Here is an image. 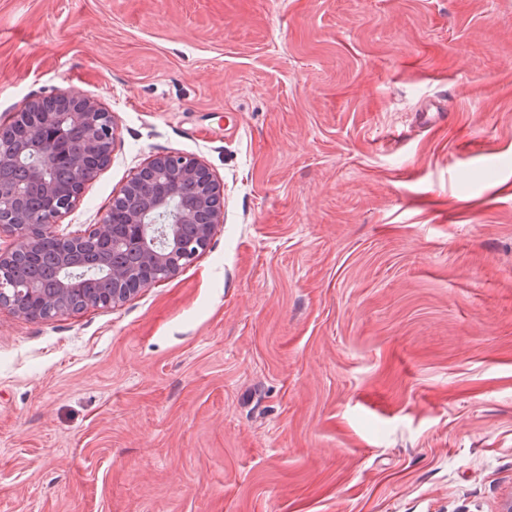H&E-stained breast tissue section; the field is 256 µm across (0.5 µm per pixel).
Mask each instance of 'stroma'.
I'll use <instances>...</instances> for the list:
<instances>
[{
	"mask_svg": "<svg viewBox=\"0 0 512 512\" xmlns=\"http://www.w3.org/2000/svg\"><path fill=\"white\" fill-rule=\"evenodd\" d=\"M70 88L224 222L117 308H0V512H498L512 0H0V121Z\"/></svg>",
	"mask_w": 512,
	"mask_h": 512,
	"instance_id": "stroma-1",
	"label": "stroma"
}]
</instances>
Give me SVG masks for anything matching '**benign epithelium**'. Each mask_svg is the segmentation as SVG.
Returning a JSON list of instances; mask_svg holds the SVG:
<instances>
[{
  "mask_svg": "<svg viewBox=\"0 0 512 512\" xmlns=\"http://www.w3.org/2000/svg\"><path fill=\"white\" fill-rule=\"evenodd\" d=\"M114 137L112 113L69 89L31 99L0 123V168L24 170L16 183L0 174V229L19 241L0 251V307L40 320L87 306L115 308L173 277L209 246L224 222V186L196 158L172 152L140 168L94 229L56 233L85 185L110 163ZM48 241L59 254L51 292L9 282L13 259Z\"/></svg>",
  "mask_w": 512,
  "mask_h": 512,
  "instance_id": "7a95c632",
  "label": "benign epithelium"
}]
</instances>
